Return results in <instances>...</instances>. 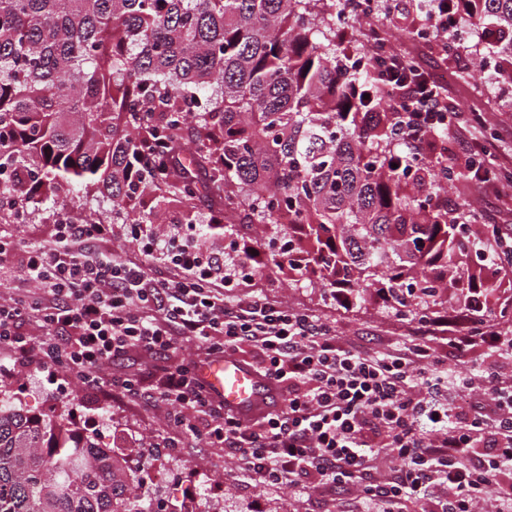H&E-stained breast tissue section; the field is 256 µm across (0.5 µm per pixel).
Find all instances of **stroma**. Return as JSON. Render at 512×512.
<instances>
[{
    "mask_svg": "<svg viewBox=\"0 0 512 512\" xmlns=\"http://www.w3.org/2000/svg\"><path fill=\"white\" fill-rule=\"evenodd\" d=\"M455 82L451 97L457 111H478L484 123L472 126L479 139H496L498 146L512 157V87L491 79H480L471 59L453 61ZM449 204H465L480 210L487 227L512 230V199L486 192L481 186L455 182L447 189ZM287 241V225L264 228L254 246L259 251L254 272L255 291L272 303L315 316L333 327L338 340L369 353L388 352L420 342L423 335L419 318L402 317L376 293H368L356 305L344 306L341 299L318 284L279 271L270 262V238ZM0 240L8 242L11 253L0 261V302H32L33 288L24 267L27 248L51 247V227L33 218L0 223ZM94 259L142 266L147 277L177 279L178 269L147 256L143 242L131 239L122 224L114 225L110 239L97 243ZM433 315L445 326L432 339L443 356L449 373L464 375L474 367V358L452 348L448 338L456 330L460 312L447 303L433 307ZM153 360L133 351L101 369L105 379L140 377V394L92 386L64 372L48 374L38 367L22 368L14 360L0 361V401L35 415L66 414L81 434L98 433L104 446L123 438L122 457L148 469L159 466L166 471L165 485L142 481L140 493L152 512H352L355 491L336 488L322 493L302 494L279 485L267 489L253 487L242 462L220 448L207 447L202 437L180 430L173 422L172 407L151 398L146 376Z\"/></svg>",
    "mask_w": 512,
    "mask_h": 512,
    "instance_id": "obj_1",
    "label": "stroma"
}]
</instances>
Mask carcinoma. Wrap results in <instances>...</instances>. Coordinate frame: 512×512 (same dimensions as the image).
Returning a JSON list of instances; mask_svg holds the SVG:
<instances>
[{
    "instance_id": "carcinoma-1",
    "label": "carcinoma",
    "mask_w": 512,
    "mask_h": 512,
    "mask_svg": "<svg viewBox=\"0 0 512 512\" xmlns=\"http://www.w3.org/2000/svg\"><path fill=\"white\" fill-rule=\"evenodd\" d=\"M512 61V0H465ZM336 0H0V221L83 195L82 224L242 236L288 225L277 267L427 315L462 238L423 161L391 155L371 67L336 53ZM150 156L148 165L141 158ZM128 467L0 406V512H144Z\"/></svg>"
}]
</instances>
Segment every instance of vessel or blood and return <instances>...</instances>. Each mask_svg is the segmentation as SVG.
Returning a JSON list of instances; mask_svg holds the SVG:
<instances>
[{
  "mask_svg": "<svg viewBox=\"0 0 512 512\" xmlns=\"http://www.w3.org/2000/svg\"><path fill=\"white\" fill-rule=\"evenodd\" d=\"M210 392L226 411L248 420L277 406L278 392L251 365L232 353L210 359L198 368Z\"/></svg>",
  "mask_w": 512,
  "mask_h": 512,
  "instance_id": "obj_1",
  "label": "vessel or blood"
}]
</instances>
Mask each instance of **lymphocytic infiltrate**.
Masks as SVG:
<instances>
[{
  "label": "lymphocytic infiltrate",
  "mask_w": 512,
  "mask_h": 512,
  "mask_svg": "<svg viewBox=\"0 0 512 512\" xmlns=\"http://www.w3.org/2000/svg\"><path fill=\"white\" fill-rule=\"evenodd\" d=\"M464 15L462 0H452L414 23L444 54L457 36L449 17ZM375 75V92L389 104L394 139L406 155L428 160L453 182L502 186L512 164L490 143L430 152L432 139L451 134L457 117L448 103L447 68L386 47ZM111 232L108 224H59L55 249L29 252L25 267L35 287L53 298L40 308L47 334L34 341L22 330L26 308L1 304L0 353L92 385L101 384L103 365L130 351L161 357L155 397L178 408V426L238 455L257 486L352 485L375 512H405L425 499L441 512H512V388L497 370L484 369L479 397L469 378L456 379L457 404L448 406L421 389L440 363L427 342L373 356L343 346L311 315L264 296L225 304V289L252 285L251 251L227 273L196 241L153 235L150 251L182 271L177 280L160 281L137 265L87 259L84 247ZM462 297L467 329L449 344L512 359V336L490 311V289L478 282ZM151 306L162 309V318L146 315ZM179 336L198 342L207 359L254 344L257 371L287 389V405L250 421L226 412L196 367L169 361ZM382 453L397 465L386 481L371 475Z\"/></svg>",
  "instance_id": "f902f5d3"
}]
</instances>
